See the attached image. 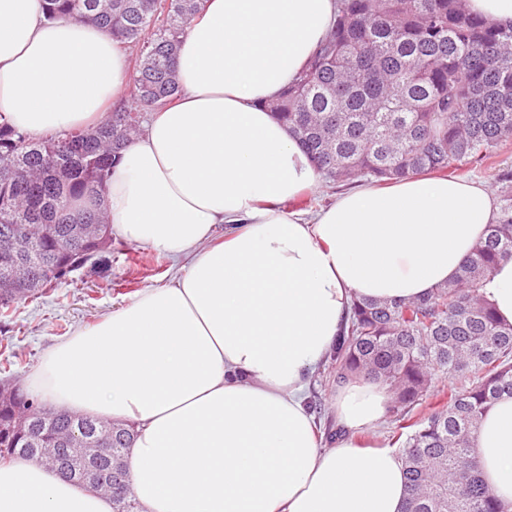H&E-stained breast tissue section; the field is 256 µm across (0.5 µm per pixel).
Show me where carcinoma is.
<instances>
[{"label": "carcinoma", "mask_w": 512, "mask_h": 512, "mask_svg": "<svg viewBox=\"0 0 512 512\" xmlns=\"http://www.w3.org/2000/svg\"><path fill=\"white\" fill-rule=\"evenodd\" d=\"M47 19L93 24L136 48L122 105L94 130L32 137L0 124V259L32 257L35 283L64 279L90 245L84 224L103 210L109 171L152 109L182 93L175 59L204 0H43ZM336 185L394 183L496 158L512 143V26L471 13L467 0H337L334 24L308 67L267 104ZM499 217L456 280L408 302L359 299L327 361L333 383L385 386L405 465L404 512H507L481 478L471 434L493 403L512 396V324L485 288L512 259V171L497 175ZM132 429L22 392L0 397V462L53 456L65 479L139 512L127 483Z\"/></svg>", "instance_id": "1"}]
</instances>
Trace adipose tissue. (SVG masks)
I'll list each match as a JSON object with an SVG mask.
<instances>
[{"label":"adipose tissue","instance_id":"adipose-tissue-1","mask_svg":"<svg viewBox=\"0 0 512 512\" xmlns=\"http://www.w3.org/2000/svg\"><path fill=\"white\" fill-rule=\"evenodd\" d=\"M335 0H206L176 57L182 96L151 111L111 170L113 233L189 264L51 347L26 388L51 407L134 430L142 512H402L405 472L371 439L381 384L334 398L325 445L305 405L353 300H412L454 281L498 217L473 180L413 176L316 212L307 156L267 105L294 82ZM122 47L98 27L47 20L42 0H0V123L89 131L123 100ZM481 475L512 508V398L472 438ZM0 512H113L112 499L20 459L0 465Z\"/></svg>","mask_w":512,"mask_h":512}]
</instances>
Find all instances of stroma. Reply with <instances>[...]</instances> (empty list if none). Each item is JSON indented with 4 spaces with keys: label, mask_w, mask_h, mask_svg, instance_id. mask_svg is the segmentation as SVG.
I'll return each instance as SVG.
<instances>
[{
    "label": "stroma",
    "mask_w": 512,
    "mask_h": 512,
    "mask_svg": "<svg viewBox=\"0 0 512 512\" xmlns=\"http://www.w3.org/2000/svg\"><path fill=\"white\" fill-rule=\"evenodd\" d=\"M183 260L113 237L103 262L84 265L38 297L19 302L11 321L0 322V367L24 384L44 352L126 305L144 289L170 282Z\"/></svg>",
    "instance_id": "1"
}]
</instances>
